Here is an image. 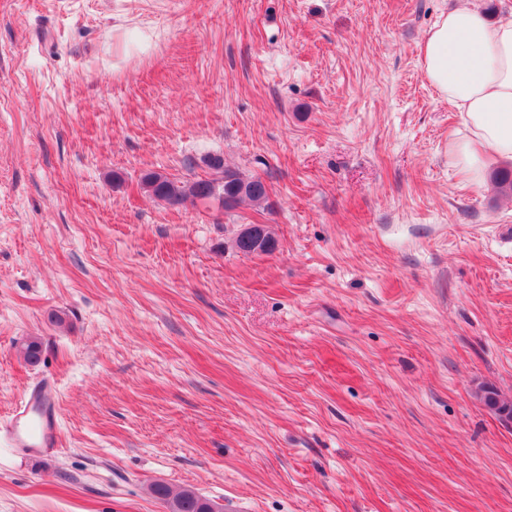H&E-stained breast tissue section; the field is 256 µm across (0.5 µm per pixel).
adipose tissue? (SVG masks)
<instances>
[{"instance_id": "adipose-tissue-1", "label": "adipose tissue", "mask_w": 512, "mask_h": 512, "mask_svg": "<svg viewBox=\"0 0 512 512\" xmlns=\"http://www.w3.org/2000/svg\"><path fill=\"white\" fill-rule=\"evenodd\" d=\"M421 59L428 82L464 117L456 163L483 185L488 160L512 161V14L492 21L466 2L427 31Z\"/></svg>"}]
</instances>
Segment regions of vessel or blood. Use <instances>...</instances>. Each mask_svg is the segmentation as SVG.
<instances>
[{
    "mask_svg": "<svg viewBox=\"0 0 512 512\" xmlns=\"http://www.w3.org/2000/svg\"><path fill=\"white\" fill-rule=\"evenodd\" d=\"M59 406L51 383L33 385L24 401L17 405L1 432L10 444L38 455L56 450L59 445Z\"/></svg>",
    "mask_w": 512,
    "mask_h": 512,
    "instance_id": "1",
    "label": "vessel or blood"
}]
</instances>
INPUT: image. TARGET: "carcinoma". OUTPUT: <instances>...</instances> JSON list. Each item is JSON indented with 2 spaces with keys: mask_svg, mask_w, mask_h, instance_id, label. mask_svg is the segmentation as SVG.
Listing matches in <instances>:
<instances>
[{
  "mask_svg": "<svg viewBox=\"0 0 512 512\" xmlns=\"http://www.w3.org/2000/svg\"><path fill=\"white\" fill-rule=\"evenodd\" d=\"M208 166L215 172L212 178L185 183L161 174L148 173L143 176L142 183L153 197L171 206L181 205L192 198L217 201L224 206V210L230 211L245 201L260 204L267 199V186L261 178H245L224 168V161L220 157L211 158ZM20 354L25 362L37 364L41 356L38 338L33 337L24 342ZM150 490L156 499L166 505L169 512H215L213 504L192 489L184 488L175 493L168 485L155 483Z\"/></svg>",
  "mask_w": 512,
  "mask_h": 512,
  "instance_id": "cac0c4a2",
  "label": "carcinoma"
}]
</instances>
